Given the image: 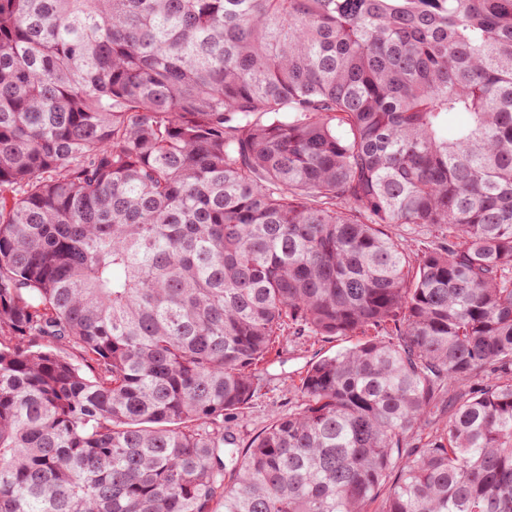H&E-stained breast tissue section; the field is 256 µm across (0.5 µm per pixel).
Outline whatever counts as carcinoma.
Returning a JSON list of instances; mask_svg holds the SVG:
<instances>
[{"instance_id": "cac0c4a2", "label": "carcinoma", "mask_w": 512, "mask_h": 512, "mask_svg": "<svg viewBox=\"0 0 512 512\" xmlns=\"http://www.w3.org/2000/svg\"><path fill=\"white\" fill-rule=\"evenodd\" d=\"M0 512H512V0H0ZM357 336H291L282 342L279 358L259 375V391L246 409L224 418V432L236 438L237 448H247L274 420L297 405L295 385L311 363L352 347Z\"/></svg>"}]
</instances>
